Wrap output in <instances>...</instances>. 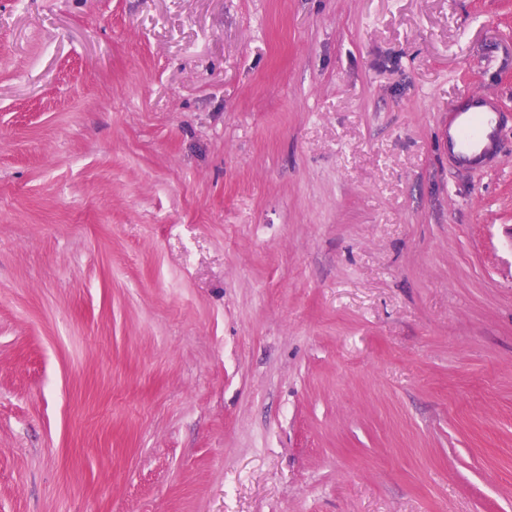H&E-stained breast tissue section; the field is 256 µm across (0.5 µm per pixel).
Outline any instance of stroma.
I'll use <instances>...</instances> for the list:
<instances>
[{
  "label": "stroma",
  "instance_id": "stroma-1",
  "mask_svg": "<svg viewBox=\"0 0 512 512\" xmlns=\"http://www.w3.org/2000/svg\"><path fill=\"white\" fill-rule=\"evenodd\" d=\"M512 0H0V512H512ZM499 109L490 96L467 94L448 110V153L454 164L471 167L498 152Z\"/></svg>",
  "mask_w": 512,
  "mask_h": 512
}]
</instances>
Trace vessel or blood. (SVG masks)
<instances>
[{
    "mask_svg": "<svg viewBox=\"0 0 512 512\" xmlns=\"http://www.w3.org/2000/svg\"><path fill=\"white\" fill-rule=\"evenodd\" d=\"M498 120L499 109L490 96L469 94L453 105L445 136L457 166L466 168L496 157Z\"/></svg>",
    "mask_w": 512,
    "mask_h": 512,
    "instance_id": "1",
    "label": "vessel or blood"
}]
</instances>
